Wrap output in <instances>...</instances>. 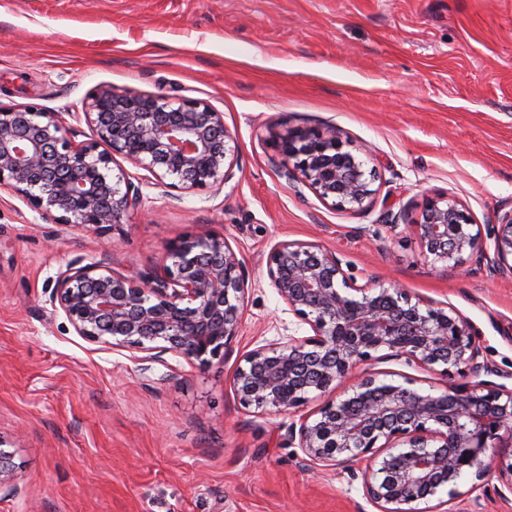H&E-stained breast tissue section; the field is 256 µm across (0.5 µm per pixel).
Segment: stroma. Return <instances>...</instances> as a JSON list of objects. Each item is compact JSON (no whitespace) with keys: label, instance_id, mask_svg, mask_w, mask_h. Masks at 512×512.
<instances>
[{"label":"stroma","instance_id":"1","mask_svg":"<svg viewBox=\"0 0 512 512\" xmlns=\"http://www.w3.org/2000/svg\"><path fill=\"white\" fill-rule=\"evenodd\" d=\"M198 100L235 146L221 188H161L124 159L143 193L125 224L96 235L0 191V441L25 498L0 512H377L358 464L322 466L288 441L320 398L287 413L243 407L241 356L306 336L267 274L283 241L336 253L357 284L397 286L470 322L490 381L512 388V277L432 263L395 214L456 200L474 223L512 209V0H0V104L62 113L76 142L100 87ZM336 127L375 168L370 210L320 200L275 166L273 131ZM223 236L244 263L242 327L223 362L152 360L79 336L52 298L75 260L133 275L188 234ZM382 382L440 375L379 351ZM430 512H512L497 475L467 472Z\"/></svg>","mask_w":512,"mask_h":512}]
</instances>
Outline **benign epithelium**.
Segmentation results:
<instances>
[{
	"mask_svg": "<svg viewBox=\"0 0 512 512\" xmlns=\"http://www.w3.org/2000/svg\"><path fill=\"white\" fill-rule=\"evenodd\" d=\"M84 116L94 138L77 144L61 113L0 105V188L57 224L102 235L126 223L143 201L140 185L113 174L118 157L148 171L156 185L183 192L230 178L225 164L233 137L224 113L202 102L100 88ZM276 138L274 163L287 176L299 175L339 209L369 208L376 172L346 149L336 128L296 129ZM404 230L435 263L462 270L484 258L498 274L512 275V209L481 229L456 201L440 198ZM267 273L311 335L242 356L232 382L246 408H298L313 393L335 391L381 349L446 378L487 370L474 328L455 311L423 309L399 288L359 286L330 250L281 242ZM247 291L236 252L223 237L201 233L173 245L160 270L144 277L72 262L57 276L53 302L86 339L206 367L224 361L239 335ZM289 441L315 465L366 461L364 494L377 512H418L411 504L459 495L456 480L472 469L496 470L512 489V460L488 455L505 442L512 447V388L480 380L436 395L414 388L409 378L393 384L361 375L346 398L326 400L313 418L291 427ZM2 490L22 497L14 454L0 440Z\"/></svg>",
	"mask_w": 512,
	"mask_h": 512,
	"instance_id": "1",
	"label": "benign epithelium"
}]
</instances>
